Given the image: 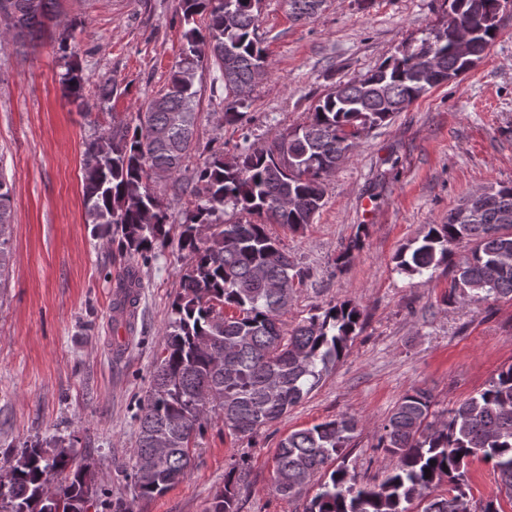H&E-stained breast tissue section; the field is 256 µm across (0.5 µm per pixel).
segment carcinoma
Listing matches in <instances>:
<instances>
[{
	"label": "carcinoma",
	"mask_w": 512,
	"mask_h": 512,
	"mask_svg": "<svg viewBox=\"0 0 512 512\" xmlns=\"http://www.w3.org/2000/svg\"><path fill=\"white\" fill-rule=\"evenodd\" d=\"M320 0H288L294 20L307 22ZM239 18L224 26V0H179L186 29L184 47L166 91L148 101L135 127L121 126L86 144L97 163L83 171L89 223L112 231L121 253L148 260L165 243L167 207L151 191L154 178L179 182L184 162L195 149L198 69L211 63L224 83L226 125L244 122L251 100L237 97L265 63L255 36L259 8L235 0ZM20 28L32 34L54 16L56 0H14ZM499 0H450L448 15L432 26L408 52L387 58L357 80L327 92L302 125L276 134L260 148L248 147L224 162L214 150L197 168L194 188L203 195L181 225L179 250L187 266L163 332V356L152 374L149 394L138 415L137 448L131 482L136 498H153L178 483L191 464V445L203 435L208 418L219 413L224 427L252 437L300 403L349 353L362 313L346 300L313 315L290 330L280 317L293 299L295 281L305 273L269 224L294 232L313 222L323 206L325 182L353 153L361 135L389 123L397 105L412 103L430 91L415 75L433 61L437 73L458 79L472 69L450 50L458 26L475 32V51L484 55L496 37ZM206 19L205 29L196 17ZM65 92L81 97L82 76L70 62L61 77ZM165 129L162 138L144 133ZM490 205L482 210L459 205L446 224H430L422 239L402 247L396 268L423 276L442 265L453 274L448 302L512 300V263L497 262L512 253V182L489 186ZM12 186L0 176V274L10 260L7 229L12 223ZM231 207L235 219L218 221ZM465 254H457L460 244ZM136 272L127 268L118 282V313L135 304ZM424 388L407 391L392 411L378 447L397 459L378 484H360L345 465L346 448L358 421L346 414L289 433L273 457V475L288 473L292 483L272 488L282 497L317 491L304 512H471L468 466L475 459L493 464L499 492L512 501V363L503 365L475 395L443 412L432 410ZM158 437L167 441L165 465L145 471L140 460L151 454ZM336 463L329 471L327 466ZM12 479L0 491L5 512H87L97 491L88 465H73L71 446H25L8 466ZM64 479L54 482L56 475ZM250 475L246 462L224 471L221 512H238L237 489ZM443 482L448 494L433 495Z\"/></svg>",
	"instance_id": "cac0c4a2"
}]
</instances>
